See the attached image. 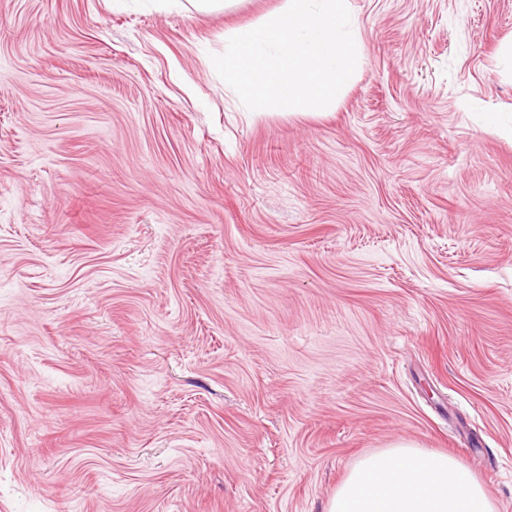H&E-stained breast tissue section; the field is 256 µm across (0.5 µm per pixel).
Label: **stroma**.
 Wrapping results in <instances>:
<instances>
[{
  "instance_id": "obj_1",
  "label": "stroma",
  "mask_w": 512,
  "mask_h": 512,
  "mask_svg": "<svg viewBox=\"0 0 512 512\" xmlns=\"http://www.w3.org/2000/svg\"><path fill=\"white\" fill-rule=\"evenodd\" d=\"M285 0H0V512H327L363 454L512 512V0H350L322 114L215 71Z\"/></svg>"
}]
</instances>
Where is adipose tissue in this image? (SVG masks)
<instances>
[{"mask_svg":"<svg viewBox=\"0 0 512 512\" xmlns=\"http://www.w3.org/2000/svg\"><path fill=\"white\" fill-rule=\"evenodd\" d=\"M328 512H495L485 488L452 456L400 442L362 456Z\"/></svg>","mask_w":512,"mask_h":512,"instance_id":"ef3b65f1","label":"adipose tissue"}]
</instances>
